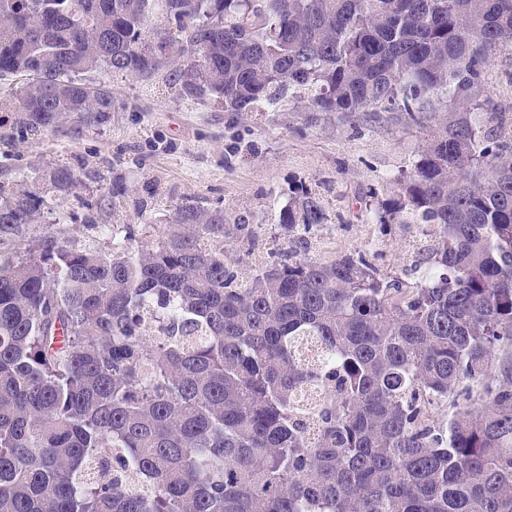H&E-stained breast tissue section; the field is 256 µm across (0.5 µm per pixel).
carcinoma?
<instances>
[{
  "label": "carcinoma",
  "instance_id": "obj_1",
  "mask_svg": "<svg viewBox=\"0 0 512 512\" xmlns=\"http://www.w3.org/2000/svg\"><path fill=\"white\" fill-rule=\"evenodd\" d=\"M506 51L512 0H0L11 138L107 122L113 74L237 115L387 112L430 136L367 213L435 232L394 272L319 262L303 188L288 251L242 276L243 217L181 206L144 248L87 215L65 238L39 187L0 182V512H512ZM512 54L502 53L495 58L491 70L497 75L498 81L490 84V93L498 112H505L506 117H512V94L505 72L512 71Z\"/></svg>",
  "mask_w": 512,
  "mask_h": 512
}]
</instances>
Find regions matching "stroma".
Instances as JSON below:
<instances>
[{
	"instance_id": "obj_1",
	"label": "stroma",
	"mask_w": 512,
	"mask_h": 512,
	"mask_svg": "<svg viewBox=\"0 0 512 512\" xmlns=\"http://www.w3.org/2000/svg\"><path fill=\"white\" fill-rule=\"evenodd\" d=\"M111 83L108 123H69L25 143L0 141L1 182H34L54 162L81 173L78 197L46 195L43 221L64 236L77 235L89 215L98 224L135 225L146 246L176 207L197 203L230 219L248 216L261 250L274 252L284 243L279 212L304 187L320 193L328 211L313 236V258L366 252L377 239L384 269L405 263L417 226L372 223L365 204L393 196L426 130L384 116L353 125L329 115L312 121L289 107L238 117L214 103L173 99L132 76Z\"/></svg>"
}]
</instances>
